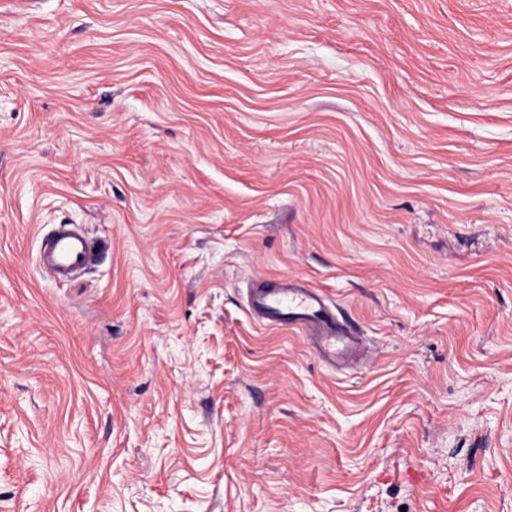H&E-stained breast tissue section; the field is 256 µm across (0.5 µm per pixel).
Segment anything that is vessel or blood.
I'll return each instance as SVG.
<instances>
[{"mask_svg":"<svg viewBox=\"0 0 512 512\" xmlns=\"http://www.w3.org/2000/svg\"><path fill=\"white\" fill-rule=\"evenodd\" d=\"M92 260L91 243L76 230H55L43 238L38 253L40 268L58 282L71 280L76 270ZM248 309L258 322L298 330L333 366H348L362 354L356 325L338 319L323 294L301 279L256 283L249 293Z\"/></svg>","mask_w":512,"mask_h":512,"instance_id":"b4317fda","label":"vessel or blood"}]
</instances>
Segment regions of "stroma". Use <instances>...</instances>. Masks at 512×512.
<instances>
[{
    "mask_svg": "<svg viewBox=\"0 0 512 512\" xmlns=\"http://www.w3.org/2000/svg\"><path fill=\"white\" fill-rule=\"evenodd\" d=\"M0 512H512V0H0ZM92 260V245L77 230H55L43 238L38 253L39 267L57 282L71 280L76 270ZM248 309L260 323L298 330L314 351L333 366L346 367L361 357L357 326L339 320L323 294L301 279L255 283L250 289Z\"/></svg>",
    "mask_w": 512,
    "mask_h": 512,
    "instance_id": "35a3bbf8",
    "label": "stroma"
}]
</instances>
